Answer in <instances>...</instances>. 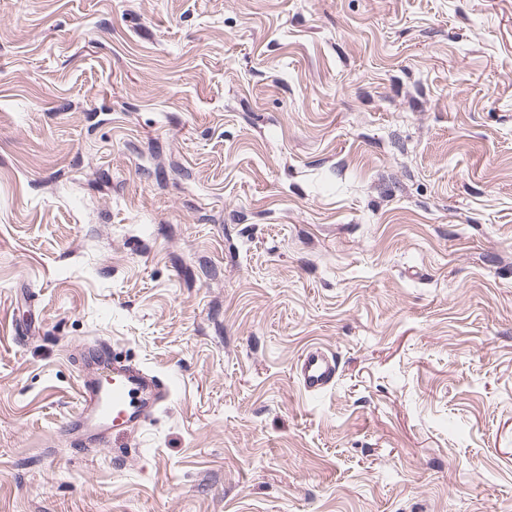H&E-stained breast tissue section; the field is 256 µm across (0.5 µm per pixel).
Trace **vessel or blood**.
I'll list each match as a JSON object with an SVG mask.
<instances>
[{
  "label": "vessel or blood",
  "instance_id": "obj_1",
  "mask_svg": "<svg viewBox=\"0 0 512 512\" xmlns=\"http://www.w3.org/2000/svg\"><path fill=\"white\" fill-rule=\"evenodd\" d=\"M92 359L95 371L80 380L73 420L88 436L103 435L119 427L138 432L156 410L170 403L169 380L133 361L120 359L109 341L95 345ZM295 370L305 391L319 392L334 383L336 359L332 353L312 347L299 357Z\"/></svg>",
  "mask_w": 512,
  "mask_h": 512
}]
</instances>
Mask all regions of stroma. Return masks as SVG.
<instances>
[{"label":"stroma","mask_w":512,"mask_h":512,"mask_svg":"<svg viewBox=\"0 0 512 512\" xmlns=\"http://www.w3.org/2000/svg\"><path fill=\"white\" fill-rule=\"evenodd\" d=\"M0 512H512V0H0ZM107 340L92 350L95 372L79 381L77 412L73 423L88 436L74 442L90 446L91 437L105 435L117 427L136 433L160 407L170 403L168 379L144 369L139 364L120 359ZM295 370L305 391L319 392L336 380V358L322 348L311 347L299 357Z\"/></svg>","instance_id":"obj_1"}]
</instances>
